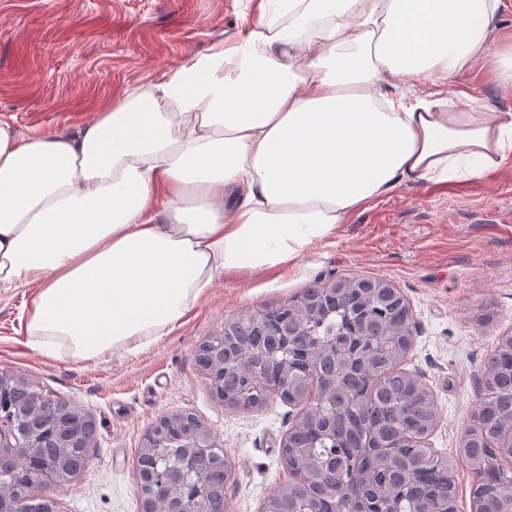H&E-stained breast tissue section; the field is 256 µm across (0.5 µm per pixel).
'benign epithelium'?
<instances>
[{"mask_svg":"<svg viewBox=\"0 0 512 512\" xmlns=\"http://www.w3.org/2000/svg\"><path fill=\"white\" fill-rule=\"evenodd\" d=\"M358 315L360 325L364 328L388 319L386 307L373 299L367 301ZM279 327L285 338L302 355L299 360L302 373L306 374L311 369L308 361L310 353L324 355L336 350V345H328L303 331L292 320L290 309L286 306L279 310ZM210 355L212 359L223 362H243L254 355V350L236 343L232 338V327L226 322L224 334L212 340ZM16 385L15 379L0 375V455L21 460L25 481L19 488L18 498L27 504L50 499L46 494H35L34 489L41 487L48 479L62 478L64 472L57 468L53 460L39 452L42 439L55 435V420L51 419L37 427L26 426V421L34 412L44 410L52 414L53 406L37 392L26 402L17 400L14 394ZM168 420L170 417L166 416L153 423L143 435L142 448L152 457L154 467L139 470L135 474L136 483L142 490L141 512H152L151 503L156 494L164 497L169 512H225V498H211L205 478V463L220 457L212 434L198 426L188 425L173 437L165 432L164 422ZM91 425H95V422L88 415L68 420L66 447H88L84 435ZM317 441L332 449V452L320 462L311 460L302 451L294 452L292 457L284 454L282 460L288 472L303 483L310 496L340 493L345 503L352 504L350 512H368V508L357 504L351 488H326L317 482L315 474L321 466L329 464L334 467L336 461L344 459L343 452L338 449L328 429L318 431ZM488 448L494 456L501 454L505 448H512V421L505 424L498 436L488 442Z\"/></svg>","mask_w":512,"mask_h":512,"instance_id":"obj_1","label":"benign epithelium"}]
</instances>
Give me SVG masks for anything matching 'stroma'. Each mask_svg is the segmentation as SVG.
Returning <instances> with one entry per match:
<instances>
[{"instance_id":"stroma-1","label":"stroma","mask_w":512,"mask_h":512,"mask_svg":"<svg viewBox=\"0 0 512 512\" xmlns=\"http://www.w3.org/2000/svg\"><path fill=\"white\" fill-rule=\"evenodd\" d=\"M260 0H0V123L19 135L70 131L127 89L145 86L233 40ZM512 51V7L488 50L447 79L479 102L512 112L500 54ZM366 277L389 282L413 315L402 370L424 376L441 410L429 448L454 456L458 512H471L473 477L457 460L465 425L481 402V371L512 332V156L467 181L404 186L275 270L230 272L168 333L137 350L89 360L48 355L26 343L35 289H0V374L43 395L67 398L96 422L88 466L47 487L60 512H140L135 481L142 436L165 415L194 414L234 466L228 512H261L289 475L281 441L299 413L272 398L241 410L220 401L197 364L198 346L226 318L288 303L313 282Z\"/></svg>"}]
</instances>
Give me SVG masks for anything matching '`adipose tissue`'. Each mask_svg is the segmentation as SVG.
<instances>
[{"mask_svg":"<svg viewBox=\"0 0 512 512\" xmlns=\"http://www.w3.org/2000/svg\"><path fill=\"white\" fill-rule=\"evenodd\" d=\"M506 7L266 0L232 45L76 131L0 125V288L35 286L31 346L137 348L222 274L293 263L400 186L500 168L512 113L458 110L441 81Z\"/></svg>","mask_w":512,"mask_h":512,"instance_id":"1","label":"adipose tissue"}]
</instances>
